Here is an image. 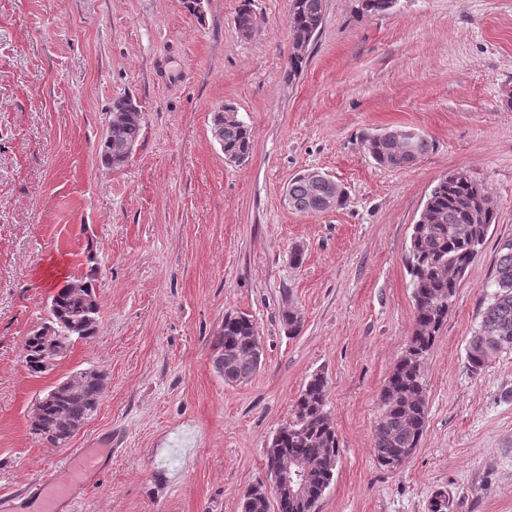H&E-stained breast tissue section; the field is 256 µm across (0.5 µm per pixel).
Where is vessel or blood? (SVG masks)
Here are the masks:
<instances>
[{"label": "vessel or blood", "mask_w": 512, "mask_h": 512, "mask_svg": "<svg viewBox=\"0 0 512 512\" xmlns=\"http://www.w3.org/2000/svg\"><path fill=\"white\" fill-rule=\"evenodd\" d=\"M111 457V449L84 448L63 466L50 469L39 486V512H71L80 490Z\"/></svg>", "instance_id": "1"}]
</instances>
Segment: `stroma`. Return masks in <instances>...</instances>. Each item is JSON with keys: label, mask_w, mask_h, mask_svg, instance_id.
<instances>
[{"label": "stroma", "mask_w": 512, "mask_h": 512, "mask_svg": "<svg viewBox=\"0 0 512 512\" xmlns=\"http://www.w3.org/2000/svg\"><path fill=\"white\" fill-rule=\"evenodd\" d=\"M240 5L206 0L199 17L183 0H0V512L35 503L49 468L106 441L112 460L77 512H242L250 487L270 485L266 450L317 372L339 442L318 512H429L440 492L448 512H512V350L476 373L466 358L512 238V0H397L382 14L325 0L293 77L288 0H252L246 38ZM121 96L144 126L113 168L99 143ZM227 103L252 131L243 165L212 135ZM393 127L432 150L380 166L360 140ZM310 169L342 185L340 208H288L284 187ZM457 170L498 216L423 361L421 442L389 470L373 431L413 330L406 248ZM86 277L95 335L31 374L26 338ZM228 311L254 320L262 347L236 385L214 367ZM87 368L106 377L96 411L65 446L33 434L40 398Z\"/></svg>", "instance_id": "35a3bbf8"}]
</instances>
